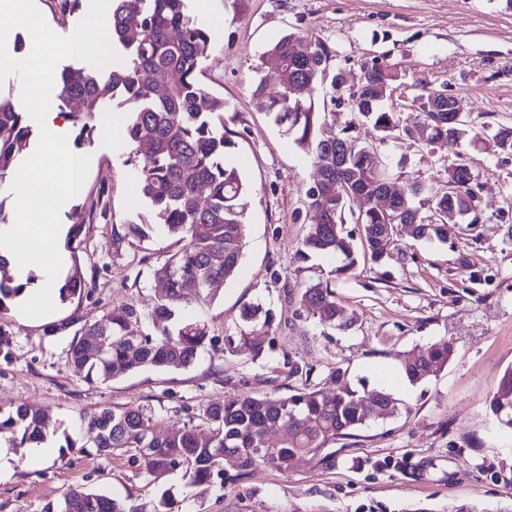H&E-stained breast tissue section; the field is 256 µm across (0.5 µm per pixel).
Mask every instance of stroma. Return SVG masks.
Returning a JSON list of instances; mask_svg holds the SVG:
<instances>
[{"instance_id": "stroma-1", "label": "stroma", "mask_w": 512, "mask_h": 512, "mask_svg": "<svg viewBox=\"0 0 512 512\" xmlns=\"http://www.w3.org/2000/svg\"><path fill=\"white\" fill-rule=\"evenodd\" d=\"M214 47L200 80L224 99L229 158L248 186L241 200L247 223L241 270L220 283L212 301L195 310L214 345L181 369L144 367L108 381L74 373L69 350L82 329L113 308L150 311L153 274L179 244L164 219L136 194L138 170L128 153L113 155L105 131L74 146L89 157L74 203L81 220L75 252L84 281L80 293L39 322L10 309L0 318V415L17 407L45 410L58 455L47 462L20 459L0 480V512H42L72 488L84 487L162 512L170 495L179 512H512V430L489 410L503 372L512 368V155L481 134L512 124V7L505 0H208ZM294 33L330 45V76L318 95L338 98L328 122L345 127L355 115L343 105L372 63L397 67L404 83L393 95L401 138L381 147L395 188L418 183L413 200L430 215L433 197L448 186L446 168L471 169L478 196L476 225L452 224L445 241L393 234L386 265L340 272V259H298L313 213L305 191L311 155L286 136L252 101L259 78L275 83L267 50ZM447 88L460 99L472 135L430 146L422 142L423 88ZM127 224H149V238L123 237ZM330 273L337 301L359 314L347 331L321 326L300 308L297 295L317 271ZM259 303L276 315L270 346L261 356L227 352L239 335L244 305ZM451 341L455 355L417 385L392 387L394 415L371 421L338 440L329 463L283 473L265 466L241 479L214 477L188 483L182 471L160 477L107 455L87 428V415L104 408L142 410L159 433L204 426L210 405L244 397L285 396L322 383L334 367L376 388L375 372H396L397 354ZM301 372L293 376L290 366Z\"/></svg>"}]
</instances>
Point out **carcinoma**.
I'll list each match as a JSON object with an SVG mask.
<instances>
[{
  "label": "carcinoma",
  "mask_w": 512,
  "mask_h": 512,
  "mask_svg": "<svg viewBox=\"0 0 512 512\" xmlns=\"http://www.w3.org/2000/svg\"><path fill=\"white\" fill-rule=\"evenodd\" d=\"M109 35L123 58L106 70L64 67L54 75L52 99L72 121L76 139L84 145L91 143L113 104L127 106L125 135L134 146L137 191L165 217L166 231L178 237L182 246L154 273L156 296L150 317L159 336L144 333L142 315L125 305L86 328L73 342L70 362L75 371L101 381L147 365L179 369L192 364L209 340L208 327L197 318L178 319L176 311L212 300L208 285L238 271L246 237L240 204L246 184L238 167L226 160L233 142L224 136V98L210 93L198 78L212 45L209 28L190 16L186 0H112ZM268 55L276 64L278 90L269 93L261 80L253 86V99L299 148L313 153L315 166L326 167L324 180L306 189L309 208L318 221L302 242L300 258L340 257V272L353 269L360 260L385 264L391 241L385 215L373 203L383 188L382 167L364 153L366 141L360 140L358 126L349 125L338 133L321 120V111L336 104V98H324L319 104L312 97L297 96L323 80L321 62L332 58V48L323 41L288 34L271 45ZM162 73L175 78L162 84L158 81ZM400 79L396 68L372 65L351 105L361 124L390 141L400 137L399 118L380 103L391 96ZM419 99L424 125L429 127L428 143L469 134V125L452 124L448 111L439 110L443 98L437 91H426ZM31 138V126L14 93L0 92V182L24 159ZM490 139L496 150L512 152V126H498ZM447 171L448 184L455 191L435 198L438 222L416 217L412 198L422 191L417 184L406 198L391 201L401 213L399 223L416 240L446 238L447 225L463 215H473L471 223H478L470 168L451 163ZM350 192L364 195L369 202L356 220V234L344 225ZM81 284L75 268L60 287V299L76 294ZM26 287L5 274L0 276V315L7 313L8 302ZM300 305L328 327L347 330L358 321L355 312L336 301L330 283L320 275L302 288ZM241 317L246 330L238 339H228V345L238 343L259 356L265 351L274 315L260 304H250ZM90 336L101 345L91 348ZM453 355V344L443 341L413 357L404 352L398 361L408 381L418 384ZM326 381L333 389L303 386L285 397H246L214 404L205 411L208 429L203 431L183 427L159 435L149 417L128 408L95 413L88 418V428L96 433L98 448L105 454L131 452L150 475L182 468L184 477L195 485L208 483L217 468L223 473L231 469L238 477L261 464L288 472L300 463L328 461L337 440L353 436L385 411L390 415L397 411L391 394L360 391L341 367L331 369ZM490 409L502 426L512 428V369L501 377ZM279 422L287 424L288 431L278 447L268 448L266 428ZM47 430L44 415L36 410L19 408L15 415L0 418V434L11 432L15 448L40 442ZM67 508L70 512H135L125 500L80 487L65 493L62 502L47 504L43 512Z\"/></svg>",
  "instance_id": "obj_1"
}]
</instances>
